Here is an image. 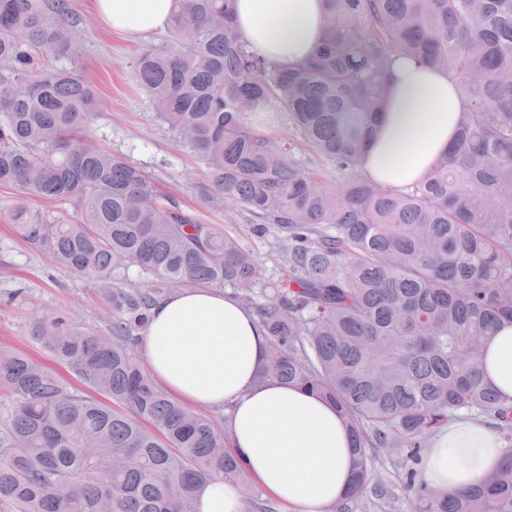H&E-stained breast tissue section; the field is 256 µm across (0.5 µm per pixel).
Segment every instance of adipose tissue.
<instances>
[{"label": "adipose tissue", "mask_w": 512, "mask_h": 512, "mask_svg": "<svg viewBox=\"0 0 512 512\" xmlns=\"http://www.w3.org/2000/svg\"><path fill=\"white\" fill-rule=\"evenodd\" d=\"M113 30L166 28L172 0H92ZM237 27L248 48L280 66L308 59L322 42L323 0H238ZM463 103L433 67L396 64L380 137L363 162L373 180L396 190L420 182L448 148ZM269 343L257 319L211 288L174 291L154 307L140 346L156 383L189 406L219 408L228 418L231 449L248 479L289 512H329L344 498L359 467L350 432L316 394L260 380ZM483 378L512 401V323L485 346ZM504 448L487 424L457 420L440 431L422 460L433 487L466 489L500 461ZM236 483L205 481L197 512H242Z\"/></svg>", "instance_id": "1"}]
</instances>
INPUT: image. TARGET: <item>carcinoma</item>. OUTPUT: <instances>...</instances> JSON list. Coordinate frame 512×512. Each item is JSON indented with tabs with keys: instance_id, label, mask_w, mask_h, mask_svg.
<instances>
[{
	"instance_id": "obj_1",
	"label": "carcinoma",
	"mask_w": 512,
	"mask_h": 512,
	"mask_svg": "<svg viewBox=\"0 0 512 512\" xmlns=\"http://www.w3.org/2000/svg\"><path fill=\"white\" fill-rule=\"evenodd\" d=\"M237 0H174V48L135 60L160 120L206 167L208 208L236 206L275 233L279 276L264 282L241 241L203 224L144 170L90 147L97 102L78 62L69 0H0V185L8 219L60 267L107 287L116 317L91 332L65 315L34 323L47 360L0 346L4 512H181L199 485L249 488L230 431L173 399L139 352L168 286L229 288L266 332L259 379L305 387L336 407L359 469L333 512L371 480L369 449L398 453L414 512H512V406L482 378L494 328L512 323V0H323L326 37L278 67L250 52ZM36 46L64 62L37 70ZM411 59L446 73L465 101L448 152L409 190L362 173L380 135L389 77ZM276 103L296 143L248 127ZM325 159L328 186L297 151ZM69 200L54 220L30 199ZM136 266L147 286L112 288ZM65 368L75 386L53 367ZM495 422L500 466L448 492L420 470L429 435L462 417Z\"/></svg>"
}]
</instances>
